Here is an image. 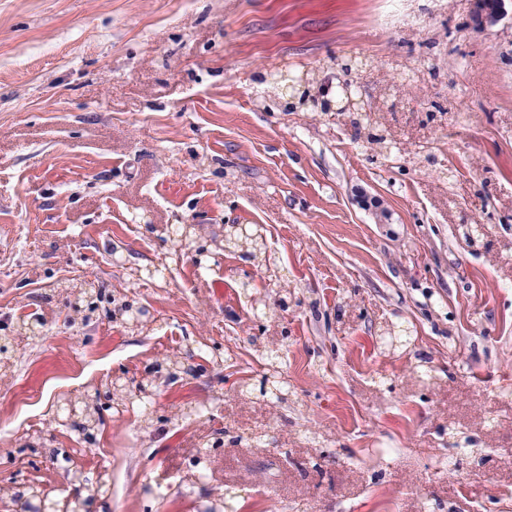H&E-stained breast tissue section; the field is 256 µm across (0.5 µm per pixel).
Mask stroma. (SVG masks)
<instances>
[{
  "label": "stroma",
  "instance_id": "35a3bbf8",
  "mask_svg": "<svg viewBox=\"0 0 512 512\" xmlns=\"http://www.w3.org/2000/svg\"><path fill=\"white\" fill-rule=\"evenodd\" d=\"M175 224L202 258L160 241ZM228 224L265 225L287 296L222 250ZM82 280L153 322L70 324ZM31 305L50 316L0 381V484L57 485L6 453L35 426L73 447L63 395L204 343L223 368L158 389L148 435L129 412L111 459L77 452L123 477L112 512H196L143 484L203 449L236 512H512V0L483 30L468 0H0V308ZM268 348L281 402L240 388Z\"/></svg>",
  "mask_w": 512,
  "mask_h": 512
}]
</instances>
